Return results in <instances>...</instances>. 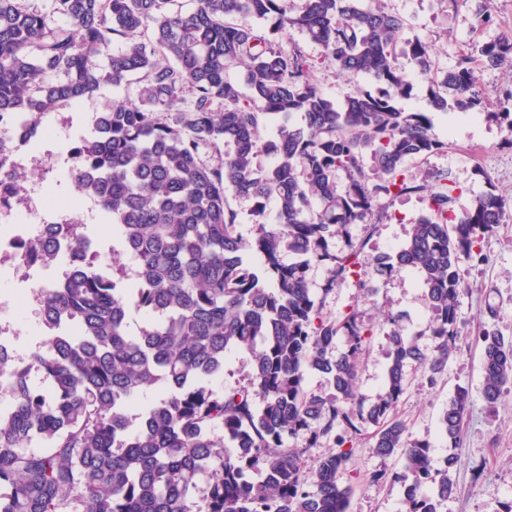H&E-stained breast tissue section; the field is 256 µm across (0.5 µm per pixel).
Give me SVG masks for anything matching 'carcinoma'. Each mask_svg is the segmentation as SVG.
Wrapping results in <instances>:
<instances>
[{"mask_svg": "<svg viewBox=\"0 0 512 512\" xmlns=\"http://www.w3.org/2000/svg\"><path fill=\"white\" fill-rule=\"evenodd\" d=\"M448 2L470 6L478 27L492 22L493 0ZM292 28L376 90L343 104L328 98L310 57L278 45ZM410 29L381 0H304L297 12L291 0H53L50 15L29 0H0V159L16 114L27 116L20 136L36 143L38 115L106 84L141 82L136 100H112L66 154L75 189L111 221L113 261L71 227L84 265L39 289L45 329L27 358L0 354V512H195L201 491L205 512H349L353 488L340 476L370 426L372 453L404 461V512H446L455 457L434 467L430 443L411 438L396 409L409 368L434 382L456 352L467 291L460 266L483 260L481 240L512 207L490 190L458 214L448 176L409 174L408 161L446 143L425 113L396 106L410 90L397 52L444 88L431 90L436 111L483 104L463 64L430 78L431 49ZM116 38L122 47L108 51ZM474 53L499 67L512 61V36ZM234 67L242 91L226 79ZM268 124L276 136L265 141ZM211 152L219 165L206 160ZM264 154L273 157L267 167ZM230 194L254 203L249 242ZM412 194L427 212L373 263L380 275L415 272L429 315L414 333L386 317L383 389L366 408L358 365L374 325L354 306L323 316L308 271L325 267V294L346 282L373 294L359 276L365 243L336 253L328 241ZM19 250L33 267L63 260L50 239ZM285 252L293 262H282ZM479 343L482 398L493 409L512 385V338L486 329ZM241 350L251 357L248 385L216 390ZM310 373L327 379L329 394L307 388ZM469 403L460 387L441 413L452 448ZM333 432L336 449L306 470L309 450Z\"/></svg>", "mask_w": 512, "mask_h": 512, "instance_id": "obj_1", "label": "carcinoma"}]
</instances>
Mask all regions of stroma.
<instances>
[{
	"instance_id": "35a3bbf8",
	"label": "stroma",
	"mask_w": 512,
	"mask_h": 512,
	"mask_svg": "<svg viewBox=\"0 0 512 512\" xmlns=\"http://www.w3.org/2000/svg\"><path fill=\"white\" fill-rule=\"evenodd\" d=\"M387 11L404 16L413 25L412 33L428 43L434 54L435 70L456 68L464 51L475 43H486L512 36V0H494L496 20L492 25L477 28L467 8H454L449 0H381ZM285 48L300 47L317 59V79L324 93L336 102H344L357 92L373 89L372 80L364 74L339 75L336 66L321 61L322 50L297 29L289 30L282 39ZM478 87L485 96L484 112L473 121L460 124L451 115L433 110L430 87L426 79L412 75L409 97L398 106L407 112L429 115L435 132L448 143L447 149L426 160L408 165L411 174L429 172L447 174L460 190L457 210H465L474 194L494 188L512 194V147L504 145L507 135L504 123L497 120L500 112L512 113V102L504 101L502 91L512 83V66L478 67L474 70ZM137 81L115 88L104 86L91 98L58 108L63 123L56 132L47 134L45 152L37 160L26 162L24 173L28 189H47L51 207L82 217L84 196L78 194L67 179L66 171L54 168L51 154L65 148L88 132V120L102 111L115 98H136ZM426 202L411 195L388 202V216L379 222H365L350 227L349 237H336L332 245L344 250L348 240L364 242L367 259L361 274L371 281L375 293L359 299L358 290L342 284L325 295L324 315L333 317L350 305H358L365 320L376 324L362 360L358 393L364 402H371L382 389L387 365L386 340L378 326L384 313L402 315L403 325L412 332L421 329L426 308L424 291L417 278L399 268L390 276L376 278L371 260L379 253L395 249L408 238L414 219L424 213ZM486 256L483 263L463 265L461 274L471 290L460 298L463 338L454 357L448 361L444 374L428 382L422 372L411 371L409 385L398 411L406 422L410 436L429 440L433 460L455 454L457 466L454 480L457 494L448 504V512H501L504 503L512 501V391L505 394L495 411H487L481 396L480 347L476 338L484 329H494L512 338V220L499 225L482 241ZM495 307L496 317H489L488 307ZM470 393V407L465 418L463 440L458 448H449L439 431L440 415L457 387ZM368 437H361L344 481L354 488L350 512H402L403 487L397 476L404 470L401 457L386 459L372 454ZM482 466L481 478H474L475 466ZM386 471L384 481L372 483L370 472Z\"/></svg>"
}]
</instances>
